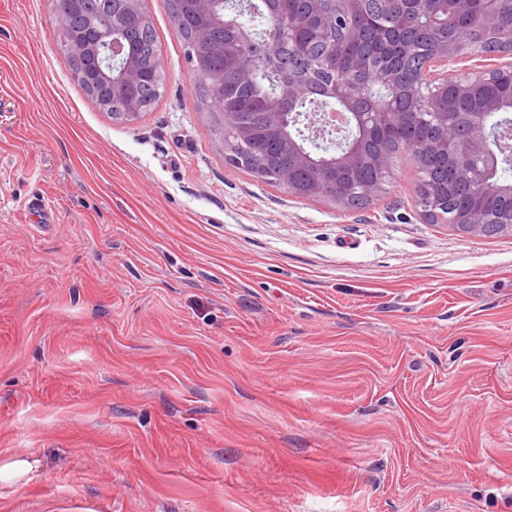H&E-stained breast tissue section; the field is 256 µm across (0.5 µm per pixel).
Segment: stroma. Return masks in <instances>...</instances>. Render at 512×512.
<instances>
[{
    "mask_svg": "<svg viewBox=\"0 0 512 512\" xmlns=\"http://www.w3.org/2000/svg\"><path fill=\"white\" fill-rule=\"evenodd\" d=\"M143 3L165 89L117 123L0 0V512H512V236L408 159L355 210L231 165ZM32 469L33 464L29 459L15 456L0 465V481L13 484L22 482Z\"/></svg>",
    "mask_w": 512,
    "mask_h": 512,
    "instance_id": "35a3bbf8",
    "label": "stroma"
}]
</instances>
